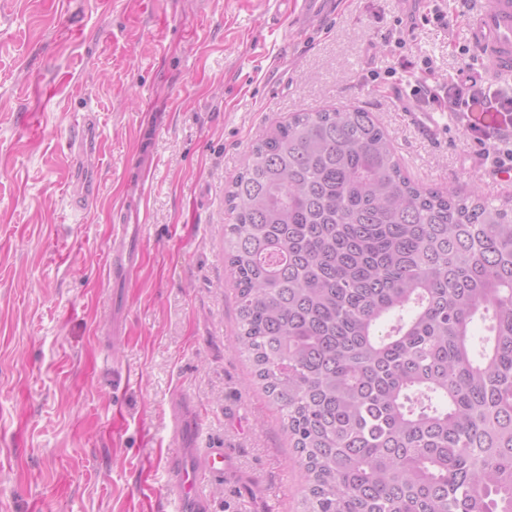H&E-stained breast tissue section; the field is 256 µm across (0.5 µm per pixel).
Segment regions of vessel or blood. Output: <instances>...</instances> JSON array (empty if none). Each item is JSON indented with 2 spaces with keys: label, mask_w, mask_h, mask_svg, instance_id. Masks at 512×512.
Instances as JSON below:
<instances>
[{
  "label": "vessel or blood",
  "mask_w": 512,
  "mask_h": 512,
  "mask_svg": "<svg viewBox=\"0 0 512 512\" xmlns=\"http://www.w3.org/2000/svg\"><path fill=\"white\" fill-rule=\"evenodd\" d=\"M286 15L290 39L301 38L319 23L334 17L339 0H289ZM466 39L479 57L483 79L499 82L512 78V0H472L466 25ZM99 117L85 110L75 120V132L68 142L73 158L69 203L79 215H89L100 202L98 175L90 158L99 152ZM141 227L117 224L109 249V277L127 280L140 260ZM229 449L198 448L190 456L169 453L165 469L166 501L171 512H211L213 488L232 476Z\"/></svg>",
  "instance_id": "1"
}]
</instances>
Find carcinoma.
Masks as SVG:
<instances>
[{"label": "carcinoma", "mask_w": 512, "mask_h": 512, "mask_svg": "<svg viewBox=\"0 0 512 512\" xmlns=\"http://www.w3.org/2000/svg\"><path fill=\"white\" fill-rule=\"evenodd\" d=\"M226 201L234 348L304 512H512V206L416 184L359 107L271 125Z\"/></svg>", "instance_id": "carcinoma-1"}]
</instances>
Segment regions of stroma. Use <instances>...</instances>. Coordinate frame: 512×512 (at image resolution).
<instances>
[{"mask_svg": "<svg viewBox=\"0 0 512 512\" xmlns=\"http://www.w3.org/2000/svg\"><path fill=\"white\" fill-rule=\"evenodd\" d=\"M462 9L343 0L292 43L271 0H0V512H168L178 396L203 414L188 447L232 451L213 512H302L307 472L232 347L224 190L272 119L347 104L393 138L417 184L512 204V182L475 169L485 145L451 112L434 141L388 96L424 59L441 82L474 66L457 51ZM88 107L102 201L82 217L66 145ZM139 210L142 258L120 288L116 338L112 226Z\"/></svg>", "mask_w": 512, "mask_h": 512, "instance_id": "stroma-1", "label": "stroma"}]
</instances>
